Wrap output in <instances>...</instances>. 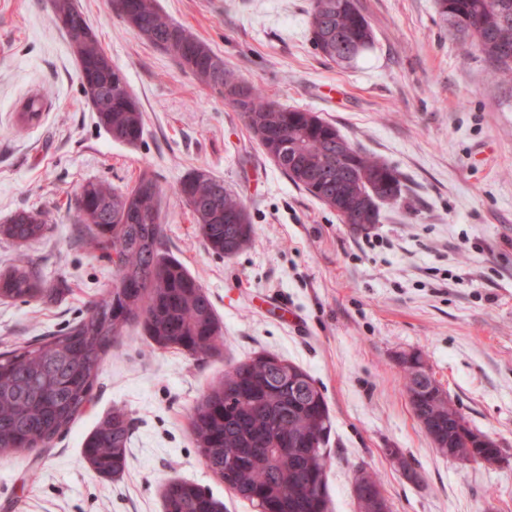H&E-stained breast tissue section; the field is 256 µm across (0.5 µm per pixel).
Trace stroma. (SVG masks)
<instances>
[{
  "label": "stroma",
  "instance_id": "obj_1",
  "mask_svg": "<svg viewBox=\"0 0 512 512\" xmlns=\"http://www.w3.org/2000/svg\"><path fill=\"white\" fill-rule=\"evenodd\" d=\"M359 2L375 45L342 68L312 45L310 0H157L267 99L317 113L402 174L405 199L364 233L294 186L240 113L108 0H79L144 114L141 143L113 142L47 0H0V224L48 211L47 236L27 252L46 286L65 291L52 304L0 302V350L56 333L111 287L113 267L85 245L69 201L87 180L123 189L144 169L166 190V249L205 287L224 330L222 355L206 361L126 337L97 374L93 404L51 448L0 459V512H163L173 479L224 512H256L207 468L188 415L212 381L265 353L307 371L327 401L332 512H359L361 470L377 475L390 512H512V82L488 80V62L463 53L434 0ZM32 96L42 118L23 131ZM196 167L243 200L249 248L221 258L204 246L175 192ZM412 353L504 461L458 465L437 452L404 389L399 360ZM115 408L133 429L126 468L107 481L81 448Z\"/></svg>",
  "mask_w": 512,
  "mask_h": 512
}]
</instances>
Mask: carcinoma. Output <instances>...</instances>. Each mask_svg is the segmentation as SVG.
<instances>
[{
  "mask_svg": "<svg viewBox=\"0 0 512 512\" xmlns=\"http://www.w3.org/2000/svg\"><path fill=\"white\" fill-rule=\"evenodd\" d=\"M49 2L54 13L63 15L81 90L99 128L114 142L138 145L144 136L143 111L126 75L112 64L77 0ZM120 2L114 13L128 27L224 97L288 179L337 210L339 218L344 210L336 208V185L315 172L336 175L340 142L350 152L349 200L358 201L390 180V197L376 206L378 223L382 206L403 199L406 184L394 167L353 146L317 113L265 99L206 42L164 16L157 0ZM435 7L448 34L489 63L491 81H512V53L500 45L505 38L512 44V0H435ZM308 17L312 43L330 62L350 67L374 46L359 0H311ZM231 85L239 98L227 96ZM41 110V99H29L22 126L39 120ZM286 137L296 145L293 160L283 143ZM176 193L212 253L232 256L251 243L253 227L244 202L208 169L188 172ZM163 195V187L146 169L125 190L93 179L75 194L74 223L84 227L87 243L114 265L112 286L66 331L0 352V458L50 448L92 402L102 363L133 329L156 349H176L197 359L222 354L223 330L209 294L165 248ZM48 229L41 210H18L0 224V238L18 250L13 268L0 274L1 301H52L63 292L45 287L25 252ZM280 362L274 368L259 355L226 371L191 409L190 433L212 473L253 507L262 502L269 512H327V501L316 489L326 486L331 416L314 379L288 360ZM421 364L416 353L401 358L404 387L438 451L461 463L503 455L496 441L471 428L465 417H450L448 400L438 397L442 390L418 378ZM131 430L130 417L114 410L84 440L83 459L100 477L110 479L124 470ZM162 498L163 512H224L222 503L185 480L166 483Z\"/></svg>",
  "mask_w": 512,
  "mask_h": 512,
  "instance_id": "obj_1",
  "label": "carcinoma"
}]
</instances>
